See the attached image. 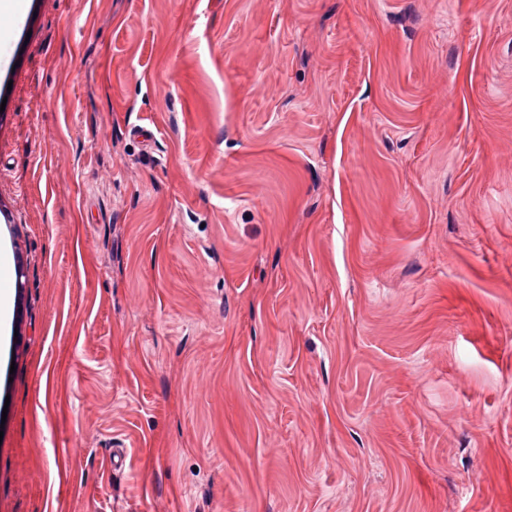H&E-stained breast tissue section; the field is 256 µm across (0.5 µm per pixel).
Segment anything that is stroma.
I'll return each instance as SVG.
<instances>
[{"mask_svg":"<svg viewBox=\"0 0 512 512\" xmlns=\"http://www.w3.org/2000/svg\"><path fill=\"white\" fill-rule=\"evenodd\" d=\"M0 0V512H512V0Z\"/></svg>","mask_w":512,"mask_h":512,"instance_id":"stroma-1","label":"stroma"}]
</instances>
